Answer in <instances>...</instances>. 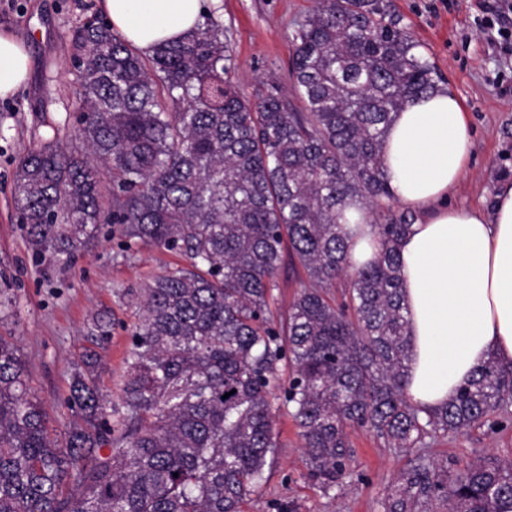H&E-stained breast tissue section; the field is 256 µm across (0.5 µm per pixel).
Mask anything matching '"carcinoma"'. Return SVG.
Listing matches in <instances>:
<instances>
[{
  "instance_id": "obj_1",
  "label": "carcinoma",
  "mask_w": 512,
  "mask_h": 512,
  "mask_svg": "<svg viewBox=\"0 0 512 512\" xmlns=\"http://www.w3.org/2000/svg\"><path fill=\"white\" fill-rule=\"evenodd\" d=\"M293 42L302 112L274 80L241 93L231 44L208 15L148 55L105 21L78 31L85 152L48 144L20 161L13 198L29 247L66 267L111 224L123 247L150 244L185 264L143 289L121 407L107 409L98 354H83L61 440L19 347L0 336V512H240L272 471L283 408L326 490L344 474L347 429L358 426L416 455L384 512L512 506L511 458L454 470L420 454L511 406L512 367L488 357L424 417L406 394L398 242L415 215L386 207L394 193L382 144L395 115L439 87L438 70L383 0H316ZM362 224L380 251L356 267ZM286 257L306 283L276 315ZM111 335V322L92 318L93 343Z\"/></svg>"
}]
</instances>
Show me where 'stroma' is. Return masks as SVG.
I'll list each match as a JSON object with an SVG mask.
<instances>
[{"label":"stroma","instance_id":"1","mask_svg":"<svg viewBox=\"0 0 512 512\" xmlns=\"http://www.w3.org/2000/svg\"><path fill=\"white\" fill-rule=\"evenodd\" d=\"M388 10L422 45L461 101L471 136L466 171L448 203L491 211L501 181L512 180V56L482 28L480 0H386ZM314 0H204L206 14L223 28L236 59L235 81L253 95L276 80L291 93L293 35ZM99 0H0V29L27 45V83L0 98V336L21 349L30 385L42 401L54 434L71 414L63 403L75 365L96 349L100 387L120 402L124 359L137 320L140 291L157 273L183 265L181 256L142 243L119 247L111 233L82 251L66 268L39 261L17 222L12 195L15 170L32 148L53 143L80 151L79 115L71 58L76 32L100 16ZM112 323V336L96 348L86 336L92 317ZM276 461L261 493L242 512H383L386 490L414 465L412 456L384 448L362 428L349 431L352 459L335 489L323 491L308 474L307 455L288 413L277 418ZM512 458V412L494 414L483 428L438 438L426 461L467 463L477 457Z\"/></svg>","mask_w":512,"mask_h":512}]
</instances>
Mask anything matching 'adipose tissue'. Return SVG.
Segmentation results:
<instances>
[{"label":"adipose tissue","mask_w":512,"mask_h":512,"mask_svg":"<svg viewBox=\"0 0 512 512\" xmlns=\"http://www.w3.org/2000/svg\"><path fill=\"white\" fill-rule=\"evenodd\" d=\"M113 30L151 52L201 19L202 0H102ZM26 44L0 30V98L28 79ZM471 140L460 100L441 87L398 112L383 143L399 204L416 214L399 246L413 344L406 393L420 408L450 401L488 357L512 366V181L491 212L449 207Z\"/></svg>","instance_id":"obj_1"}]
</instances>
